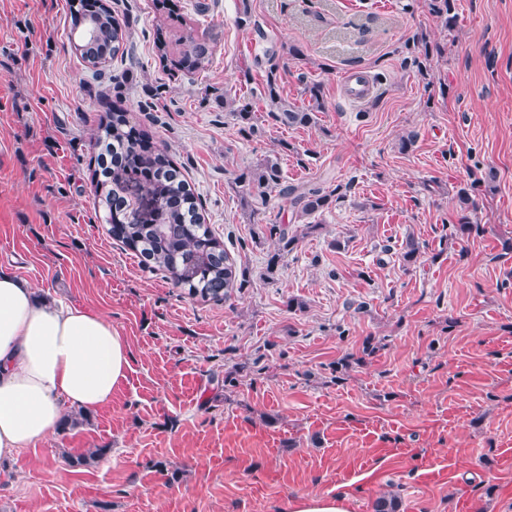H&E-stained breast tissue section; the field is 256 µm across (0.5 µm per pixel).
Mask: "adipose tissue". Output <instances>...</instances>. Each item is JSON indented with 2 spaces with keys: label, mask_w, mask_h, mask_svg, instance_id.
I'll use <instances>...</instances> for the list:
<instances>
[{
  "label": "adipose tissue",
  "mask_w": 512,
  "mask_h": 512,
  "mask_svg": "<svg viewBox=\"0 0 512 512\" xmlns=\"http://www.w3.org/2000/svg\"><path fill=\"white\" fill-rule=\"evenodd\" d=\"M130 360L105 315L48 302L0 272V461L52 434L66 408L109 405Z\"/></svg>",
  "instance_id": "1"
}]
</instances>
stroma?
Masks as SVG:
<instances>
[{
	"label": "stroma",
	"mask_w": 512,
	"mask_h": 512,
	"mask_svg": "<svg viewBox=\"0 0 512 512\" xmlns=\"http://www.w3.org/2000/svg\"><path fill=\"white\" fill-rule=\"evenodd\" d=\"M108 2L129 32L109 64L127 73L119 98L82 63L70 0H0V269L104 313L131 351L110 405L0 461V512H288L309 493L373 512L387 491L401 512H512V0H455L450 32L425 0H250L249 26L238 0H175L170 50L189 36L214 49L188 75L158 56L154 0ZM417 34L445 48L430 84L403 63ZM272 65L290 102L321 84L317 125L269 118ZM354 70L374 84L361 101L341 85ZM217 91L252 100L260 135L239 132ZM115 102L246 269L223 300L109 238L89 161ZM266 157L285 185L351 186L272 280L276 244L257 233L292 213L275 199L247 220L235 187ZM463 187L481 230L452 241ZM95 448L106 459L72 465Z\"/></svg>",
	"instance_id": "35a3bbf8"
}]
</instances>
